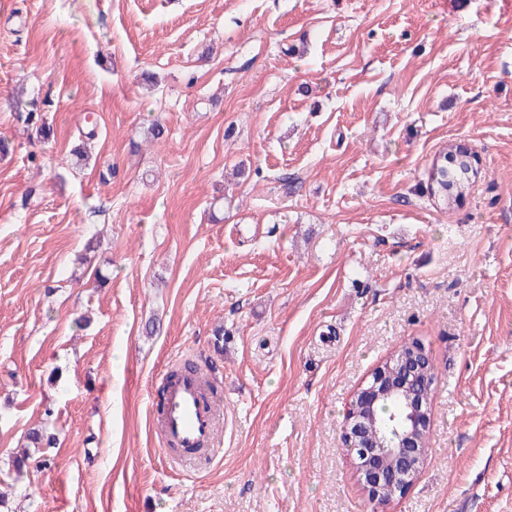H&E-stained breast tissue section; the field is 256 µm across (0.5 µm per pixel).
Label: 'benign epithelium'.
<instances>
[{
	"label": "benign epithelium",
	"mask_w": 512,
	"mask_h": 512,
	"mask_svg": "<svg viewBox=\"0 0 512 512\" xmlns=\"http://www.w3.org/2000/svg\"><path fill=\"white\" fill-rule=\"evenodd\" d=\"M416 362L400 358L387 374H377L366 385L357 389L360 414L348 413L343 434L350 450L360 455L358 473L370 501L376 506L390 502L396 495L404 494L414 483L417 460L422 457L419 439L406 432L396 434L393 443L382 438L364 440L365 429L377 424L376 408L392 393L406 392L405 419L417 426L429 421L427 397L429 392L417 394L410 389Z\"/></svg>",
	"instance_id": "7a95c632"
}]
</instances>
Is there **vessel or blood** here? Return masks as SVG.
<instances>
[{
	"instance_id": "b4317fda",
	"label": "vessel or blood",
	"mask_w": 512,
	"mask_h": 512,
	"mask_svg": "<svg viewBox=\"0 0 512 512\" xmlns=\"http://www.w3.org/2000/svg\"><path fill=\"white\" fill-rule=\"evenodd\" d=\"M166 445L180 448L214 446L223 425L224 405L211 398L201 376L187 374L170 382L151 410Z\"/></svg>"
}]
</instances>
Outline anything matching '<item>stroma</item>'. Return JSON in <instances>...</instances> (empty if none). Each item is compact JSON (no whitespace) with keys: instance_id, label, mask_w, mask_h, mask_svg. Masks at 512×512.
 <instances>
[{"instance_id":"1","label":"stroma","mask_w":512,"mask_h":512,"mask_svg":"<svg viewBox=\"0 0 512 512\" xmlns=\"http://www.w3.org/2000/svg\"><path fill=\"white\" fill-rule=\"evenodd\" d=\"M0 140V512H512V0H0ZM411 339L432 451L377 508L342 424ZM186 356L203 469L150 421ZM481 174L476 152L448 143L433 158L426 174L425 190L440 206L451 209L464 201Z\"/></svg>"}]
</instances>
